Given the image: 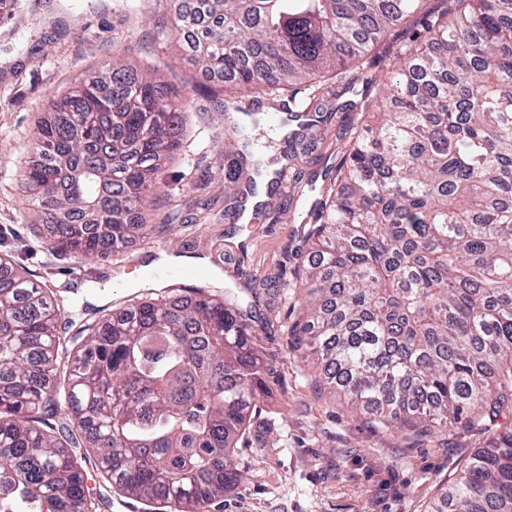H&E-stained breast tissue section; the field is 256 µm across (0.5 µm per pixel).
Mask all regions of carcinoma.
<instances>
[{
    "label": "carcinoma",
    "instance_id": "cac0c4a2",
    "mask_svg": "<svg viewBox=\"0 0 512 512\" xmlns=\"http://www.w3.org/2000/svg\"><path fill=\"white\" fill-rule=\"evenodd\" d=\"M183 41L224 75L234 180L287 111L286 160L340 114L345 151L302 223L309 298L291 330L321 379L387 426L461 425L485 446L429 512H512V0H203ZM412 44L385 79L376 46ZM335 81L331 109L297 85ZM191 103L114 59L40 122L20 171L51 249L87 260L138 235ZM232 288L129 299L96 323L0 262V512H91L86 466L159 512H209L269 374ZM81 322L59 335V320ZM83 449L77 453L76 449Z\"/></svg>",
    "mask_w": 512,
    "mask_h": 512
}]
</instances>
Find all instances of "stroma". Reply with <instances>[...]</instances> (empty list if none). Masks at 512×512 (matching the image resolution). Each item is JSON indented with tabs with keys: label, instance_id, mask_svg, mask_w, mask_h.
<instances>
[{
	"label": "stroma",
	"instance_id": "35a3bbf8",
	"mask_svg": "<svg viewBox=\"0 0 512 512\" xmlns=\"http://www.w3.org/2000/svg\"><path fill=\"white\" fill-rule=\"evenodd\" d=\"M10 2L9 13L0 14V257L80 309L120 307L163 255L204 264L208 282L243 291L274 281L250 323L255 347L275 369L258 407L268 445L237 449L246 479L211 512H426L484 446L485 433L452 428L424 437L406 426H373L319 387L313 356L291 345L308 255L304 203L291 182L295 170L321 172L326 161H339L336 125L310 133V153L285 170V187L266 197L267 216L235 219L227 209L243 201L252 169L244 167L237 183L224 178L223 81L176 51L172 0ZM116 56L190 96L192 111L162 175V197L145 213V237L87 261L48 250L27 216L29 192L19 172L36 158L41 113Z\"/></svg>",
	"mask_w": 512,
	"mask_h": 512
}]
</instances>
